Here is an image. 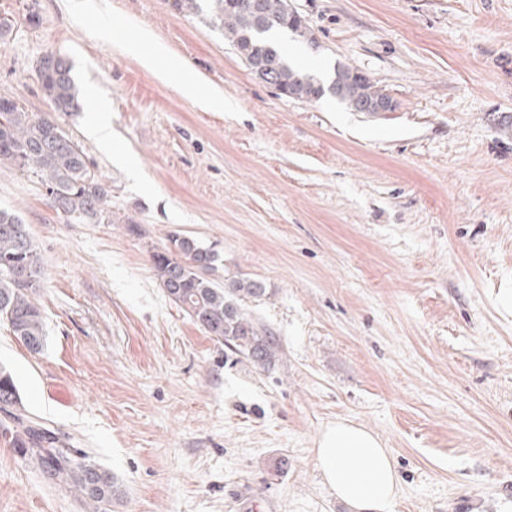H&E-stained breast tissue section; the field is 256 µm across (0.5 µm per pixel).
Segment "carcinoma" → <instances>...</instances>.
Masks as SVG:
<instances>
[{"mask_svg":"<svg viewBox=\"0 0 512 512\" xmlns=\"http://www.w3.org/2000/svg\"><path fill=\"white\" fill-rule=\"evenodd\" d=\"M172 6L180 12H207L259 79L285 97L316 100L328 92L354 112L384 98L366 74L354 69L337 70L326 87L288 64L279 46L264 37L273 30L289 31L288 0H173ZM37 73L40 90L58 115L80 111L72 68L64 57L43 56ZM2 161L40 174L60 212L112 223L107 189L73 137L56 119L36 118L6 96L0 97ZM151 261L166 296L211 337L260 368L275 364V339L244 309L245 303L267 296L263 282L233 275L219 285L213 279L219 253L183 234L171 235L169 245L152 253ZM44 277L29 226L17 214L0 210V322L32 353L41 352L45 344L44 317L31 297ZM18 405L14 379L0 367V409ZM14 420L18 430L13 447L34 458L47 478L68 485L93 512L112 503L119 490L109 470L75 456L51 430L26 424L24 414L14 413Z\"/></svg>","mask_w":512,"mask_h":512,"instance_id":"cac0c4a2","label":"carcinoma"}]
</instances>
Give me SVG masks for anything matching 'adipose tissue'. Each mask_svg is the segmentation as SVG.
Listing matches in <instances>:
<instances>
[{
	"label": "adipose tissue",
	"instance_id": "obj_1",
	"mask_svg": "<svg viewBox=\"0 0 512 512\" xmlns=\"http://www.w3.org/2000/svg\"><path fill=\"white\" fill-rule=\"evenodd\" d=\"M316 462L326 485L351 512H390L398 495L393 460L364 426L339 420L317 440Z\"/></svg>",
	"mask_w": 512,
	"mask_h": 512
}]
</instances>
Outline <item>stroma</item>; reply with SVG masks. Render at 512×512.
Returning <instances> with one entry per match:
<instances>
[{
	"instance_id": "obj_1",
	"label": "stroma",
	"mask_w": 512,
	"mask_h": 512,
	"mask_svg": "<svg viewBox=\"0 0 512 512\" xmlns=\"http://www.w3.org/2000/svg\"><path fill=\"white\" fill-rule=\"evenodd\" d=\"M324 82L349 67L396 103L279 95L222 30L169 0H0V96L42 116L46 54L85 106L62 117L112 221L70 217L39 175L0 163V207L29 224L46 344L0 324V365L31 420L109 469L107 512H351L316 441L348 419L395 461L391 512H512V0H290ZM113 28L102 36L103 28ZM166 57L144 65L121 33ZM182 61L214 110L165 77ZM111 146L87 133L93 99ZM136 231H129L128 222ZM262 281L246 311L279 359L262 369L165 295L150 255L172 234ZM0 413V512H87L12 444Z\"/></svg>"
}]
</instances>
